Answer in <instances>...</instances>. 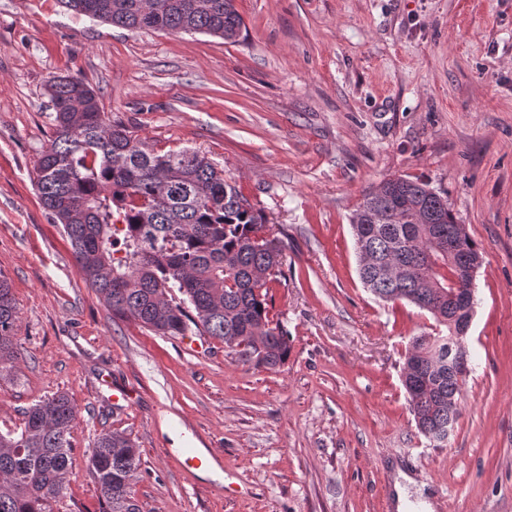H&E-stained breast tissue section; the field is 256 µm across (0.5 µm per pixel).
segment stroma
Listing matches in <instances>:
<instances>
[{"label":"stroma","instance_id":"1","mask_svg":"<svg viewBox=\"0 0 512 512\" xmlns=\"http://www.w3.org/2000/svg\"><path fill=\"white\" fill-rule=\"evenodd\" d=\"M237 42L131 30L61 6L0 0V274L21 358L0 429L56 393L78 410L54 512H98L89 450L107 431L140 454L141 512H512V0H236ZM76 75L155 152L223 169L284 243L270 317L290 354L245 364L218 339L113 317L35 188L54 130L50 78ZM447 197L477 244L469 373L434 445L402 384L433 316L363 287L350 217L384 179ZM128 393L112 402L111 389ZM204 468L181 467L185 449ZM218 467L223 479L209 473Z\"/></svg>","mask_w":512,"mask_h":512}]
</instances>
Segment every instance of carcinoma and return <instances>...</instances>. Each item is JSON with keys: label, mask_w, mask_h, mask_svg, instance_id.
I'll list each match as a JSON object with an SVG mask.
<instances>
[{"label": "carcinoma", "mask_w": 512, "mask_h": 512, "mask_svg": "<svg viewBox=\"0 0 512 512\" xmlns=\"http://www.w3.org/2000/svg\"><path fill=\"white\" fill-rule=\"evenodd\" d=\"M68 10L129 29L210 34L234 43L242 18L235 0H61ZM47 91L54 136L37 165L43 208L63 227L86 282L112 316L163 336L196 331L275 368L288 359V334L269 317L268 283L284 244L262 232L266 218L199 152L156 154L114 125L79 76H57ZM351 224L358 275L382 300L406 299L446 330L415 336L403 384L421 433L446 432L460 416L468 359L448 358V292L462 287L448 262L481 253L448 206L422 181L388 178L363 194ZM19 311L0 275V378L19 364ZM78 410L54 394L24 412V425L0 432V512H53L64 494L69 436ZM99 512H140L133 496L139 453L122 432L99 435L89 458Z\"/></svg>", "instance_id": "1"}]
</instances>
